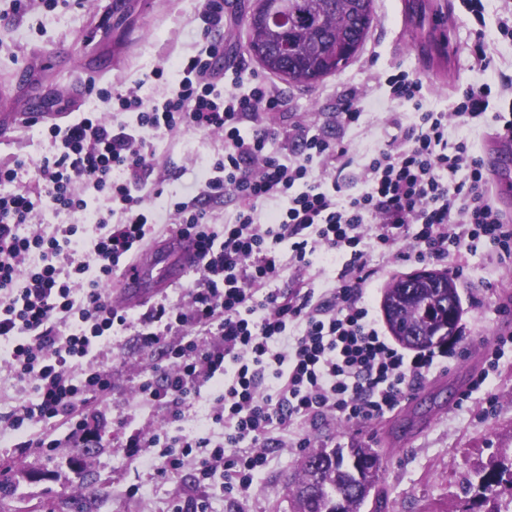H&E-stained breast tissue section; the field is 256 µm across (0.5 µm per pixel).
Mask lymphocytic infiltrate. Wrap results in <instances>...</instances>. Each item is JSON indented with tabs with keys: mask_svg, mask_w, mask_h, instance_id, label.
<instances>
[{
	"mask_svg": "<svg viewBox=\"0 0 512 512\" xmlns=\"http://www.w3.org/2000/svg\"><path fill=\"white\" fill-rule=\"evenodd\" d=\"M200 20L194 54L152 68L126 92L97 89L114 118L90 111L45 125L51 148L35 164L0 162L1 360L33 390L7 423L24 447H55L33 430L51 419L96 434L112 376L92 362L132 324L104 287L169 212L175 231L196 237L203 262L188 305L159 301L142 321L151 347L173 329L187 334L167 347L162 384L144 383L141 394L172 407L176 420L209 405L208 426L187 434L139 428L125 446L133 457L159 449L161 479L193 458L201 480L223 476L233 494L249 491L265 466L260 446L286 437L291 447H310L307 437L289 436L295 421H378L455 359L445 346L412 357L394 346L367 288L394 261L443 263L484 249L497 265H512V217L492 200L478 148L488 128L512 138V114L492 106L512 100V75L497 72L480 28L470 54L490 78L445 108L429 105L420 78L392 66L376 105L394 132L358 154L306 124H275L283 99L270 81L240 70L222 83L215 64L224 56V0H205ZM156 83L168 84L167 95L146 98L143 88ZM404 103L409 113L393 116ZM182 127L223 134L224 152L160 212L156 148ZM287 138L296 144L289 154L278 149ZM223 203L233 215L220 224L214 211ZM41 208L72 221L23 233ZM89 214L95 225L85 224ZM329 253L342 266L334 281L315 286L305 274ZM288 267L294 283L282 290Z\"/></svg>",
	"mask_w": 512,
	"mask_h": 512,
	"instance_id": "1",
	"label": "lymphocytic infiltrate"
}]
</instances>
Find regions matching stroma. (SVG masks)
Here are the masks:
<instances>
[{"mask_svg":"<svg viewBox=\"0 0 512 512\" xmlns=\"http://www.w3.org/2000/svg\"><path fill=\"white\" fill-rule=\"evenodd\" d=\"M252 0H224L222 77L231 82L239 69L255 75L263 70L245 49L246 17ZM9 0H0V90L14 98L17 112H54L69 116L97 111L110 115L108 103L87 92L89 85L132 87L143 73L172 65L197 49L202 0H64L46 11L33 0L20 18L8 15ZM376 21L363 49L339 72L310 86L281 84L284 107L281 127L300 121L313 125L327 140L349 143L361 153L382 137L385 112L370 110L361 128L343 129L336 118L346 90L357 87L367 96L378 89L374 74L395 64L443 82L429 98L442 107L458 89L479 83L467 51L476 23L461 0H374ZM440 8L450 24L456 47L454 61L441 60L428 29L430 9ZM50 148L40 127L16 124L0 135V160L39 158ZM224 150V138L181 128L158 146V174L165 188L182 191ZM455 282L464 308L458 335L451 345L456 359L447 371L433 374L395 413L367 425L338 419L294 423L292 433L306 434L312 447L346 446L358 440L384 456L381 486L385 512H486L485 503L464 493L478 483L491 458H512V352L500 361L482 389L466 403L456 395L467 389L485 366V348L494 336L512 332V313L500 304L512 300V268H502L487 252L463 254ZM112 375V391L100 409L107 418L95 448L79 447L66 427L55 421L37 424L57 439L56 448L37 452L21 447V437L0 432V479L11 478L14 496L0 512H168L173 502L202 498L211 512H291L288 485L303 456L300 448L267 445L266 466L256 474L248 495L230 494L222 478L198 482L197 466L186 461L167 480L155 476L144 459L126 455L127 418L153 430L171 426L168 409L142 403L144 382L161 383L169 361L159 349L145 347L136 329L112 341L99 360ZM496 406L485 412L486 395ZM137 494H129L130 486Z\"/></svg>","mask_w":512,"mask_h":512,"instance_id":"obj_1","label":"stroma"}]
</instances>
